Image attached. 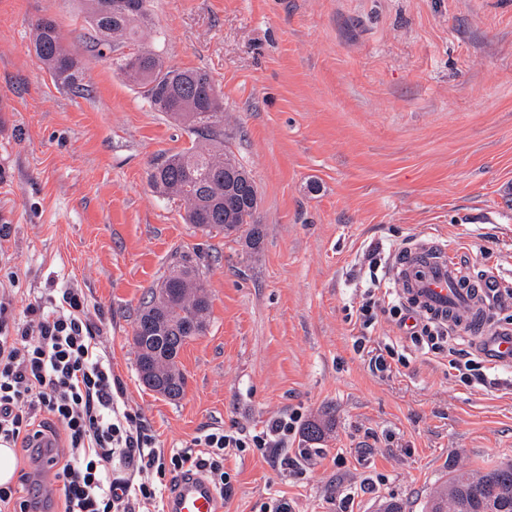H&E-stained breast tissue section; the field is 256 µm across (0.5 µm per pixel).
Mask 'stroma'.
<instances>
[{
  "instance_id": "35a3bbf8",
  "label": "stroma",
  "mask_w": 512,
  "mask_h": 512,
  "mask_svg": "<svg viewBox=\"0 0 512 512\" xmlns=\"http://www.w3.org/2000/svg\"><path fill=\"white\" fill-rule=\"evenodd\" d=\"M46 13L84 63L80 92L33 55ZM152 18L166 64L212 78L224 144L258 186L261 249L203 236L151 189V162L191 136L89 51L83 0H0V101L15 106L0 118V281L26 302L81 289L158 450L296 416L286 465L228 458L223 512H422L457 465L512 460V367L465 382L389 315L356 314L419 238L512 289V0H152ZM180 251L200 253L212 308L172 402L142 387L133 330Z\"/></svg>"
}]
</instances>
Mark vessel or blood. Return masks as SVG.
Segmentation results:
<instances>
[{"label":"vessel or blood","instance_id":"vessel-or-blood-1","mask_svg":"<svg viewBox=\"0 0 512 512\" xmlns=\"http://www.w3.org/2000/svg\"><path fill=\"white\" fill-rule=\"evenodd\" d=\"M390 276L410 313L447 324L466 334L474 348L512 364V334L489 333L483 281L473 277L436 238L416 239L397 250ZM173 512H221L213 487L198 477H182L172 496Z\"/></svg>","mask_w":512,"mask_h":512}]
</instances>
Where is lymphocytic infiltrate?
<instances>
[{
    "label": "lymphocytic infiltrate",
    "mask_w": 512,
    "mask_h": 512,
    "mask_svg": "<svg viewBox=\"0 0 512 512\" xmlns=\"http://www.w3.org/2000/svg\"><path fill=\"white\" fill-rule=\"evenodd\" d=\"M13 286L0 282V442L27 455L19 485L0 486V512H34L20 486L50 481L59 512H151L165 479L201 475L219 496L231 492L227 456L249 448L277 452L294 430L280 416L257 432L204 429L185 446L154 448L143 419L132 413L79 289H61L50 303L17 307ZM387 310L397 327L429 351L441 349L448 325H407L403 305L372 279L359 308L365 320Z\"/></svg>",
    "instance_id": "lymphocytic-infiltrate-1"
}]
</instances>
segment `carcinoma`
I'll return each instance as SVG.
<instances>
[{
    "instance_id": "cac0c4a2",
    "label": "carcinoma",
    "mask_w": 512,
    "mask_h": 512,
    "mask_svg": "<svg viewBox=\"0 0 512 512\" xmlns=\"http://www.w3.org/2000/svg\"><path fill=\"white\" fill-rule=\"evenodd\" d=\"M112 0H86V23L96 48L116 53L112 65L142 90L151 107L180 122L192 136L191 146L164 156L151 165L152 189L185 210V221L206 235L213 233L244 240L257 251L263 227L256 223L258 188L249 171L224 148L222 105L211 96L214 88L202 70L174 68L150 50V0H127L123 11L109 8ZM33 51L57 86L78 90L84 81L80 58L66 49L55 18L35 20ZM211 298L199 266V254L181 252L171 262L135 319L134 345L139 380L157 391L166 380L163 396L180 399L185 378L176 369L186 343L207 330ZM512 512V462L501 461L478 473L452 470L425 501V512Z\"/></svg>"
}]
</instances>
